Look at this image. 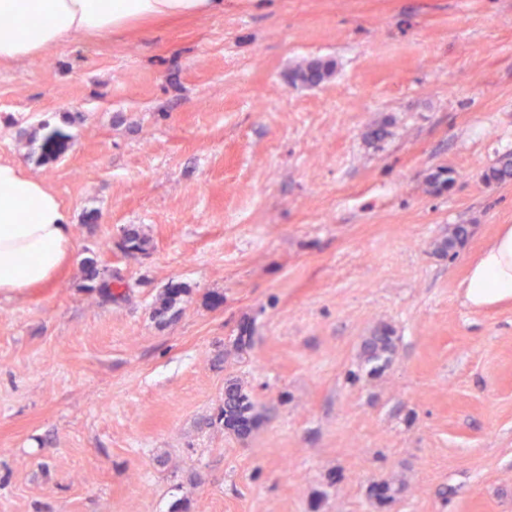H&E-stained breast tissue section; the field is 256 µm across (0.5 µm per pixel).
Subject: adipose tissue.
Wrapping results in <instances>:
<instances>
[{
	"label": "adipose tissue",
	"instance_id": "ef3b65f1",
	"mask_svg": "<svg viewBox=\"0 0 512 512\" xmlns=\"http://www.w3.org/2000/svg\"><path fill=\"white\" fill-rule=\"evenodd\" d=\"M224 12V0H0V64L16 63L76 34L124 32L165 19ZM74 257L67 210L47 184L0 158V295L49 287ZM466 296L476 307L512 300V225L471 262Z\"/></svg>",
	"mask_w": 512,
	"mask_h": 512
}]
</instances>
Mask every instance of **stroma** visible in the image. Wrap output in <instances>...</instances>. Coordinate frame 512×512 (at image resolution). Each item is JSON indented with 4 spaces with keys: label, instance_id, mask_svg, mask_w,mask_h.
Returning a JSON list of instances; mask_svg holds the SVG:
<instances>
[{
    "label": "stroma",
    "instance_id": "obj_1",
    "mask_svg": "<svg viewBox=\"0 0 512 512\" xmlns=\"http://www.w3.org/2000/svg\"><path fill=\"white\" fill-rule=\"evenodd\" d=\"M312 59L333 74L293 81ZM0 156L75 244L0 296V512H512V302L465 288L512 224L485 178L512 158V0H224L75 35L0 68ZM230 383L264 415L245 438ZM222 416L224 427L240 437L250 434L260 418L250 397L234 383L224 390Z\"/></svg>",
    "mask_w": 512,
    "mask_h": 512
}]
</instances>
